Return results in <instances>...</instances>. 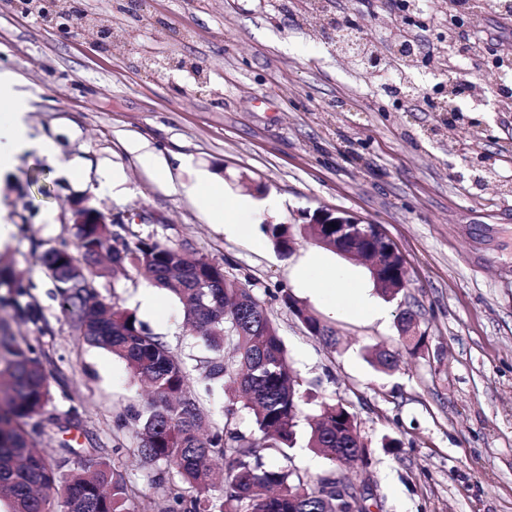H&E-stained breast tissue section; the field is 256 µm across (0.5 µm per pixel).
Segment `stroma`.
I'll use <instances>...</instances> for the list:
<instances>
[{
  "label": "stroma",
  "instance_id": "35a3bbf8",
  "mask_svg": "<svg viewBox=\"0 0 512 512\" xmlns=\"http://www.w3.org/2000/svg\"><path fill=\"white\" fill-rule=\"evenodd\" d=\"M0 0V70L30 95L28 122L58 158L29 154L0 176V205L14 225L0 268L30 282L20 304L39 323L0 308L14 336L48 356L50 414L77 410L81 429L59 442L108 446L118 408L141 389L126 364L80 343L37 252L73 239L71 204L86 196L125 219L126 232L194 248L250 285L285 344L302 395L290 465L313 479L328 462L307 448L322 403L354 414L367 460L341 474L367 485L370 512H512V14L493 0ZM356 22L383 64L370 71L344 55L326 17ZM421 51L396 52L404 38ZM455 67L471 92L447 128ZM167 165H146L129 144ZM209 177L228 199L250 201L225 231L184 193ZM379 225L406 261L409 285L381 296L368 262L329 251L306 234L279 253L263 225L305 224L316 210ZM352 277L388 313L378 321L319 295L318 277ZM104 295L137 312L178 354L202 357L179 303L135 271L104 278ZM288 291L331 327L334 344L308 333L278 295ZM424 346L408 353L402 312ZM397 357L389 369L375 352ZM400 441L398 450L382 446Z\"/></svg>",
  "mask_w": 512,
  "mask_h": 512
}]
</instances>
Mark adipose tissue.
Instances as JSON below:
<instances>
[{
    "instance_id": "ef3b65f1",
    "label": "adipose tissue",
    "mask_w": 512,
    "mask_h": 512,
    "mask_svg": "<svg viewBox=\"0 0 512 512\" xmlns=\"http://www.w3.org/2000/svg\"><path fill=\"white\" fill-rule=\"evenodd\" d=\"M30 97L14 72L0 71V175L11 172L21 156L35 151L50 157V142L34 136L28 121Z\"/></svg>"
}]
</instances>
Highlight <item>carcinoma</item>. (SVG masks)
<instances>
[{"instance_id":"cac0c4a2","label":"carcinoma","mask_w":512,"mask_h":512,"mask_svg":"<svg viewBox=\"0 0 512 512\" xmlns=\"http://www.w3.org/2000/svg\"><path fill=\"white\" fill-rule=\"evenodd\" d=\"M74 241L36 256L59 296L60 308L85 343L123 360L149 385L147 397L116 413L112 447L73 448L59 443L57 456L41 448L58 418L42 417L53 401L45 354L0 324V504L7 512H151L122 467L131 451L148 468L147 477L168 503L167 512H350L336 492L335 473L311 481L289 466L299 413L300 383L277 327L253 289L224 274L187 245L152 235L124 238L111 224H77ZM292 224H266L274 248L288 252ZM129 267L157 288L168 289L185 320L202 336L211 355H174L137 317L100 294L96 270L103 259ZM12 295L28 293L22 279L0 271ZM308 331L331 344L333 330L281 292ZM411 351L425 335H410L413 318L399 320ZM217 388L231 391L220 427L210 425L202 399ZM253 416V431L235 424L236 404ZM355 416L342 403H324L308 447L333 466H352L363 457L353 436ZM278 454L283 463L268 466Z\"/></svg>"}]
</instances>
